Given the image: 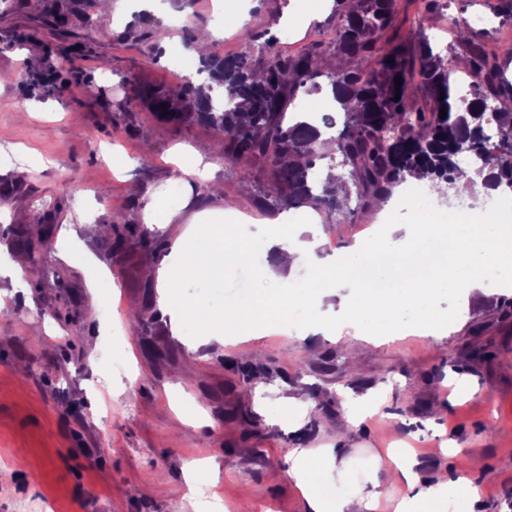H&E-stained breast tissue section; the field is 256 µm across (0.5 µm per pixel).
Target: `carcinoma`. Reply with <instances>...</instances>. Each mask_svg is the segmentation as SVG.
<instances>
[{
    "label": "carcinoma",
    "mask_w": 512,
    "mask_h": 512,
    "mask_svg": "<svg viewBox=\"0 0 512 512\" xmlns=\"http://www.w3.org/2000/svg\"><path fill=\"white\" fill-rule=\"evenodd\" d=\"M334 2L336 29L328 44L286 55L274 38L257 45L251 35L237 54L204 62L208 83L188 81L175 90L135 85L129 100L177 124L209 125L225 161L264 166L270 184L255 196L263 206L272 197L283 208L309 205L332 216L354 196L360 211L369 212L414 177L459 194L473 186L457 167L461 147L477 159L473 171L483 183L512 189V80L505 72L512 43L490 54L483 32L458 24L455 42L466 54L459 71L445 63L420 23L421 15L449 11L458 0H420L421 15L412 19L415 0ZM416 76L426 89L422 101L412 93ZM321 79L344 114L331 141L349 177L315 186L310 179L323 157L321 133L287 113L299 89L317 90ZM490 133L497 147L486 154ZM109 231L117 251L137 239L159 248L139 224L111 223Z\"/></svg>",
    "instance_id": "cac0c4a2"
}]
</instances>
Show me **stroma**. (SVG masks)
Masks as SVG:
<instances>
[{
    "instance_id": "35a3bbf8",
    "label": "stroma",
    "mask_w": 512,
    "mask_h": 512,
    "mask_svg": "<svg viewBox=\"0 0 512 512\" xmlns=\"http://www.w3.org/2000/svg\"><path fill=\"white\" fill-rule=\"evenodd\" d=\"M68 2L0 0V184L11 189L0 200V267L17 252L21 214L37 209L52 224L20 282L0 276V467L13 472L0 484V512H194L192 482L221 499L222 512L262 502L307 512L293 475L301 448L334 449L345 476L329 494L350 498L380 483L389 496L377 512H395L409 488L388 456L403 446L414 478L438 490L430 512H512V316L500 307L512 287L469 295L437 340L412 327L367 342L346 325L355 370L335 332L314 327L191 337L163 312L148 270L182 250H211L218 227L247 244L264 237L267 221L292 224L302 212L258 205L241 179L263 184L265 171L225 163L207 125L176 126L126 104L133 82L179 87L167 51L191 52L189 32L218 19L215 0H195L179 24L152 11L103 16L96 0H80L71 17L73 40L86 45L78 56L65 55L48 27L51 5ZM313 4L224 0L213 50L237 54L244 28L288 53L326 43L330 12L301 22ZM158 27L167 32L159 50L148 37ZM176 148L210 162L208 179L184 177L170 160ZM215 184L233 212L211 213ZM150 203L163 215L149 228L166 241L158 254L113 250L80 224L84 214L136 223ZM205 210L208 222L186 228ZM379 221L352 200L343 217H324L301 237L317 243L311 261L328 264ZM476 345L490 357L469 360ZM228 358H257L270 372L243 384L225 371ZM241 411L256 420L255 434L236 421ZM461 477L471 494L454 492Z\"/></svg>"
}]
</instances>
